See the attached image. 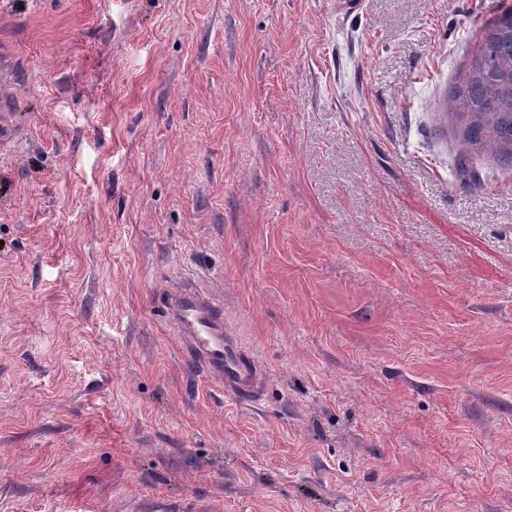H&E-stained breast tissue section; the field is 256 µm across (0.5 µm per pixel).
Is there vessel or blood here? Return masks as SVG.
<instances>
[{
	"mask_svg": "<svg viewBox=\"0 0 512 512\" xmlns=\"http://www.w3.org/2000/svg\"><path fill=\"white\" fill-rule=\"evenodd\" d=\"M13 62L0 56V152L24 138L14 112ZM164 320L181 336L188 357L204 373L224 386V395L240 405H252L263 396L268 374L258 357L246 348L224 317V304L202 284L185 282L158 298Z\"/></svg>",
	"mask_w": 512,
	"mask_h": 512,
	"instance_id": "obj_1",
	"label": "vessel or blood"
}]
</instances>
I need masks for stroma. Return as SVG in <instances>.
Wrapping results in <instances>:
<instances>
[{
	"label": "stroma",
	"mask_w": 512,
	"mask_h": 512,
	"mask_svg": "<svg viewBox=\"0 0 512 512\" xmlns=\"http://www.w3.org/2000/svg\"><path fill=\"white\" fill-rule=\"evenodd\" d=\"M512 0H6L0 512H512V168L446 113ZM207 283L226 401L155 300ZM16 78L13 62L0 56V152H7L24 138L25 130L20 126L14 112L18 99L15 95ZM158 297L162 317L182 337L187 356L224 385V396L253 405L263 396L268 374L224 319L223 301L200 283L184 282Z\"/></svg>",
	"instance_id": "obj_1"
}]
</instances>
